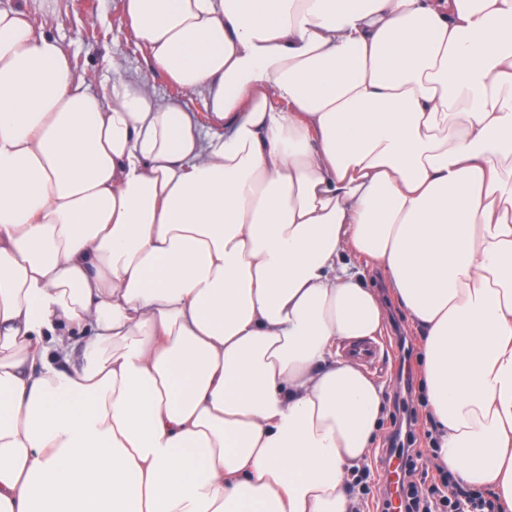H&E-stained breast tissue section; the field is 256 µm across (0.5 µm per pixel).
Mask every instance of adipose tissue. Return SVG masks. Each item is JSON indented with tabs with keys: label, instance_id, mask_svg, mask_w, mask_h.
Returning <instances> with one entry per match:
<instances>
[{
	"label": "adipose tissue",
	"instance_id": "obj_1",
	"mask_svg": "<svg viewBox=\"0 0 512 512\" xmlns=\"http://www.w3.org/2000/svg\"><path fill=\"white\" fill-rule=\"evenodd\" d=\"M122 9L221 130L0 9V512H352L351 253L425 338L438 465L512 512V0Z\"/></svg>",
	"mask_w": 512,
	"mask_h": 512
}]
</instances>
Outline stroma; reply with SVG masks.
Wrapping results in <instances>:
<instances>
[{
    "mask_svg": "<svg viewBox=\"0 0 512 512\" xmlns=\"http://www.w3.org/2000/svg\"><path fill=\"white\" fill-rule=\"evenodd\" d=\"M20 7L25 9L32 22L46 34L62 42L69 51L73 79L82 82L94 74L100 78L148 77L155 92L166 99L179 100L193 112L203 130H210L208 109L202 94L186 90L171 83L162 73L150 70L148 51L128 26L121 7V0H0L1 9ZM347 261L364 284L372 288L388 318L382 329L383 336H392V322H399L413 351L406 361L414 377L413 393L409 404L417 410L415 435L418 447L424 453L417 462L419 470L434 469L432 453L426 452L424 434L431 428L426 401V380L422 369V336L405 310L399 305L385 269L372 258L363 254L349 255ZM384 374L374 377L373 382L382 389V412L377 437L365 460L371 470L370 486L374 497H381V457L388 448V438L394 429L395 395L400 384L392 359H382Z\"/></svg>",
    "mask_w": 512,
    "mask_h": 512,
    "instance_id": "stroma-1",
    "label": "stroma"
}]
</instances>
